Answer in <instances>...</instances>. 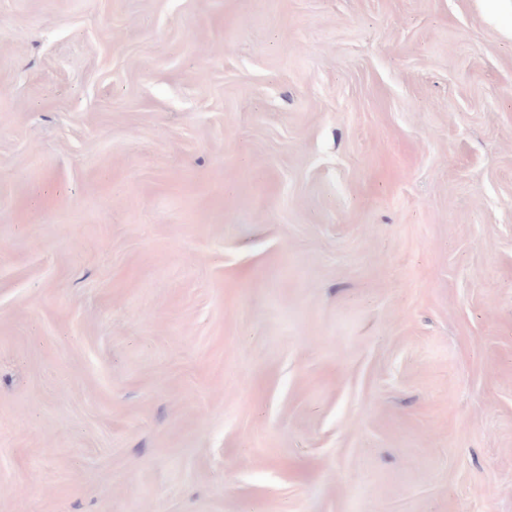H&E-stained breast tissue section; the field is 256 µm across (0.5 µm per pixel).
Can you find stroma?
<instances>
[{
	"mask_svg": "<svg viewBox=\"0 0 512 512\" xmlns=\"http://www.w3.org/2000/svg\"><path fill=\"white\" fill-rule=\"evenodd\" d=\"M0 512H512V0H0Z\"/></svg>",
	"mask_w": 512,
	"mask_h": 512,
	"instance_id": "stroma-1",
	"label": "stroma"
}]
</instances>
